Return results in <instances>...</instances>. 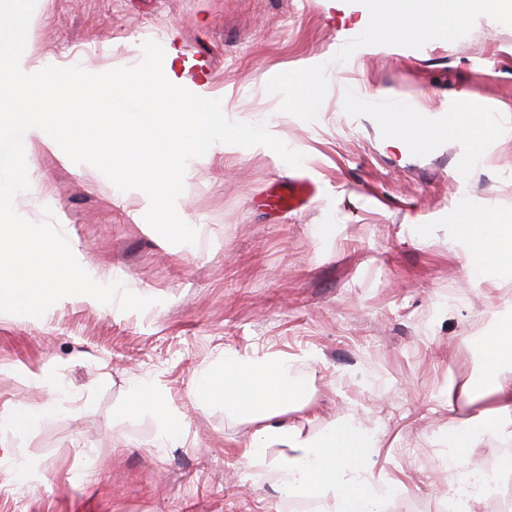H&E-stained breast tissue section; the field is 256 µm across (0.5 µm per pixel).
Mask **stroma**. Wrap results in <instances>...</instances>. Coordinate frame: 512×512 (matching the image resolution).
I'll use <instances>...</instances> for the list:
<instances>
[{
  "label": "stroma",
  "instance_id": "stroma-1",
  "mask_svg": "<svg viewBox=\"0 0 512 512\" xmlns=\"http://www.w3.org/2000/svg\"><path fill=\"white\" fill-rule=\"evenodd\" d=\"M328 0H37L30 68L133 67L152 39L177 51L187 87L201 86L246 122L271 121L299 168L240 148L192 161L180 217L195 244H173L145 220L144 192H120L57 146L35 144L25 218L52 210L95 281L150 298L143 312L66 297L42 318L0 313V409L49 400L35 374L64 387L54 415L21 444L43 480L0 467V512H293L271 478L239 458L248 424L199 405L195 378L231 350L299 360L312 374L323 422L355 415L382 435L376 466L403 478L389 512H442L451 420L449 381L477 373V339L512 313V282L473 279L448 233L468 203L476 217L512 216V114L470 168L453 135L423 151L385 145L375 113L351 104L387 96L444 113L470 100L512 102V22L475 12L444 33L362 51ZM330 61L320 110L282 109L279 84L312 59ZM295 178L315 193L275 210ZM160 387L184 422L158 448L149 414L116 423L128 389Z\"/></svg>",
  "mask_w": 512,
  "mask_h": 512
}]
</instances>
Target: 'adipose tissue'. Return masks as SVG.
<instances>
[{
    "label": "adipose tissue",
    "instance_id": "adipose-tissue-1",
    "mask_svg": "<svg viewBox=\"0 0 512 512\" xmlns=\"http://www.w3.org/2000/svg\"><path fill=\"white\" fill-rule=\"evenodd\" d=\"M473 8L512 17V0H365L358 22L361 40L369 48L402 46L424 27L462 21ZM324 82V65L311 60L297 79L289 81L286 110L302 115L317 111ZM384 130L386 144L402 151L431 147L455 131L468 144L465 162L472 166L480 161L481 142L492 127L480 105L466 103L459 113L445 118L420 113L408 125L388 123ZM451 230L475 276L512 277V224L472 223L463 206ZM480 353V372L463 385L449 382L446 394L449 410L462 403L469 408L464 424L448 429L449 445L455 450L452 464L459 470L470 468V449L488 441L512 443L511 319L482 336ZM311 382L297 360L228 350L220 362L197 376L193 394L201 404L223 406L225 414L249 424L241 457L256 476L273 475L282 498L311 499L314 512H387L389 500L403 483L376 473L378 433L351 417L318 427ZM54 410L51 401L36 410L23 405L0 410V439L22 437ZM142 413L160 422L159 447L176 443L183 424L171 412L165 393L147 380L131 385L118 419L124 422Z\"/></svg>",
    "mask_w": 512,
    "mask_h": 512
}]
</instances>
